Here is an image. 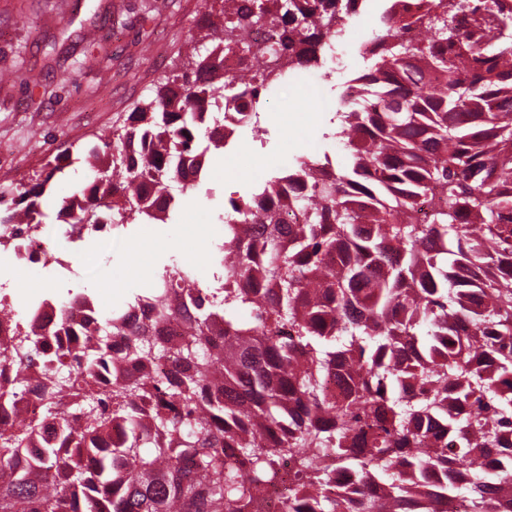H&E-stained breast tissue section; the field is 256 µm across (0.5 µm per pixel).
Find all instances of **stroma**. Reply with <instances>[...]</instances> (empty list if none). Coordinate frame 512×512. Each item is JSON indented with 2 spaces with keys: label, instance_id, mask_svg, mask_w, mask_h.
Here are the masks:
<instances>
[{
  "label": "stroma",
  "instance_id": "obj_1",
  "mask_svg": "<svg viewBox=\"0 0 512 512\" xmlns=\"http://www.w3.org/2000/svg\"><path fill=\"white\" fill-rule=\"evenodd\" d=\"M387 6L368 0L350 19L327 76L301 70L262 93L257 109L264 134L245 126L226 147L210 148L202 190L193 206L179 204L172 223L131 224L108 241L88 237L66 245L67 270L32 272L12 252H1L0 285L29 301L84 288L101 316H109L132 292L148 288L170 259L206 260L223 233L219 214L250 193L255 166L274 175L301 157L345 163L343 145L324 134L342 92L371 65L362 46ZM209 9L208 0H0V72L13 75L0 82V187L27 183L48 159L71 154L72 163L41 198L43 212L55 216L61 195L83 177L84 154L154 97L179 68L185 43L199 37ZM316 82L326 105L305 95ZM296 126L304 128L303 140L293 139Z\"/></svg>",
  "mask_w": 512,
  "mask_h": 512
}]
</instances>
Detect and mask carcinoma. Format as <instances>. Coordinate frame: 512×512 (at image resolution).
Returning a JSON list of instances; mask_svg holds the SVG:
<instances>
[{
  "instance_id": "1",
  "label": "carcinoma",
  "mask_w": 512,
  "mask_h": 512,
  "mask_svg": "<svg viewBox=\"0 0 512 512\" xmlns=\"http://www.w3.org/2000/svg\"><path fill=\"white\" fill-rule=\"evenodd\" d=\"M220 22L92 149L55 223L165 224L245 111L224 54L256 61L258 99L320 68L357 0H211ZM324 138L349 162L297 159L221 217L211 279L179 261L93 327L49 299L0 347V512H252L293 462L288 512H512V7L388 0ZM267 32L262 45L251 40ZM57 155L0 187V246L45 223ZM182 323L180 338L160 327ZM125 340L118 358L112 339ZM165 360L174 370L147 371ZM343 379L342 394L325 387ZM28 393L38 409L13 418ZM120 434L112 436V429ZM473 458L463 475L456 464ZM352 473L354 498L330 491Z\"/></svg>"
}]
</instances>
